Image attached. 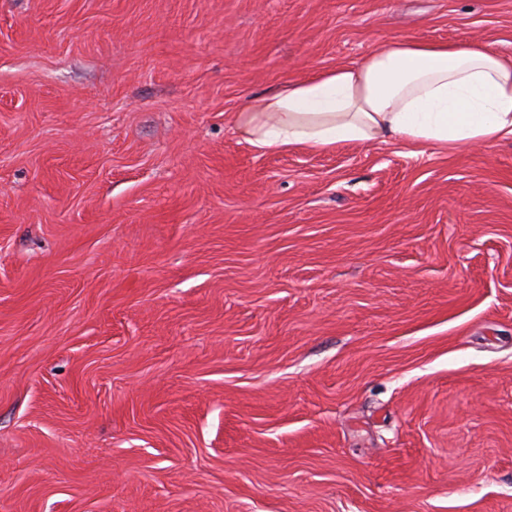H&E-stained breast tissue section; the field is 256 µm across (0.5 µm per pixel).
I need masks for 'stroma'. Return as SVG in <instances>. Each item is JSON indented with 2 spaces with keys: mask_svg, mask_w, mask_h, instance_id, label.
Instances as JSON below:
<instances>
[{
  "mask_svg": "<svg viewBox=\"0 0 512 512\" xmlns=\"http://www.w3.org/2000/svg\"><path fill=\"white\" fill-rule=\"evenodd\" d=\"M398 37L512 0H0V512H512V142L233 124Z\"/></svg>",
  "mask_w": 512,
  "mask_h": 512,
  "instance_id": "obj_1",
  "label": "stroma"
}]
</instances>
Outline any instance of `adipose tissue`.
I'll return each mask as SVG.
<instances>
[{
    "label": "adipose tissue",
    "mask_w": 512,
    "mask_h": 512,
    "mask_svg": "<svg viewBox=\"0 0 512 512\" xmlns=\"http://www.w3.org/2000/svg\"><path fill=\"white\" fill-rule=\"evenodd\" d=\"M233 122L260 151L372 141L455 152L512 139V57L394 39L362 61L252 97Z\"/></svg>",
    "instance_id": "ef3b65f1"
}]
</instances>
